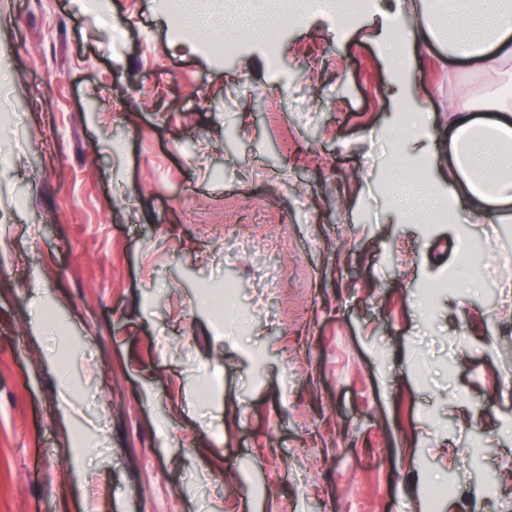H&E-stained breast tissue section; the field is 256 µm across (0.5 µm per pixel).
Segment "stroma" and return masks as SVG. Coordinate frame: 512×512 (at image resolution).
<instances>
[{
  "mask_svg": "<svg viewBox=\"0 0 512 512\" xmlns=\"http://www.w3.org/2000/svg\"><path fill=\"white\" fill-rule=\"evenodd\" d=\"M159 3L0 0V512H512V207L387 222L393 28L217 61ZM413 79L440 149L496 90Z\"/></svg>",
  "mask_w": 512,
  "mask_h": 512,
  "instance_id": "1",
  "label": "stroma"
}]
</instances>
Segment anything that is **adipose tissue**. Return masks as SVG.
Wrapping results in <instances>:
<instances>
[{"label":"adipose tissue","instance_id":"adipose-tissue-1","mask_svg":"<svg viewBox=\"0 0 512 512\" xmlns=\"http://www.w3.org/2000/svg\"><path fill=\"white\" fill-rule=\"evenodd\" d=\"M420 15L404 26L407 0H396L384 11L385 24L402 28L400 41H381L391 74L393 98H402V75L412 73L418 59L441 46L451 58H466L482 69L494 71L501 93L483 105L463 99L448 102L450 159L448 190L435 186V162L424 146L428 136V111L418 106L415 132L408 137L412 165H396L390 175L389 213L393 216L422 215L457 221L461 209L483 212L493 203L512 202V123L504 114L512 112V0H419ZM489 112L486 120L477 111Z\"/></svg>","mask_w":512,"mask_h":512}]
</instances>
